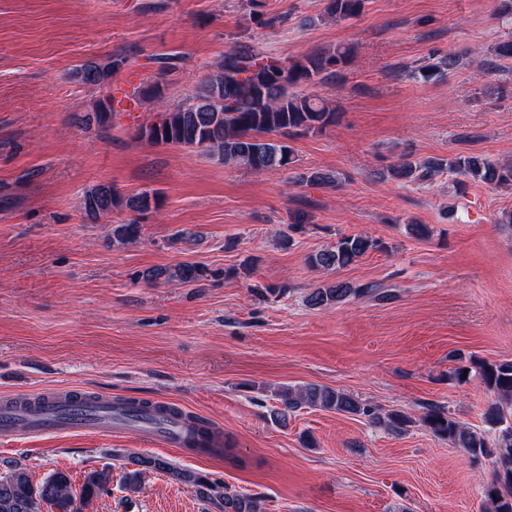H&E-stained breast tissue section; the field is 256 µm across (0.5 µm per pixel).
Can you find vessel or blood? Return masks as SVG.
<instances>
[{
  "label": "vessel or blood",
  "instance_id": "1",
  "mask_svg": "<svg viewBox=\"0 0 512 512\" xmlns=\"http://www.w3.org/2000/svg\"><path fill=\"white\" fill-rule=\"evenodd\" d=\"M136 82V75H128L117 91V103L130 118L138 110ZM20 428L52 434L133 431L149 445L175 448L197 457L209 454V438L197 425L172 414L168 402L151 401L145 413L133 419L114 412L110 397L83 389H50L0 399V433L8 435Z\"/></svg>",
  "mask_w": 512,
  "mask_h": 512
}]
</instances>
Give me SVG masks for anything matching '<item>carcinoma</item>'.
I'll return each instance as SVG.
<instances>
[{
  "mask_svg": "<svg viewBox=\"0 0 512 512\" xmlns=\"http://www.w3.org/2000/svg\"><path fill=\"white\" fill-rule=\"evenodd\" d=\"M363 0H327L325 18L339 22L358 16ZM492 60H480L487 71L500 72L504 62L512 61V38L489 49ZM351 49L338 46L311 54L299 60L273 59L240 46L224 53L214 71L206 77L191 105L177 106L162 113V118L139 128V136L152 144H173L202 148L227 166L253 171L286 169L295 162L292 147L286 139L320 131L334 121V109L324 99L296 91L301 84L324 85L336 76V66L350 59ZM459 57H432L414 69L424 78L442 75L457 65ZM124 58L116 55L107 63L89 62L79 71L86 84L106 83ZM501 187H512V161H491L481 155H456L449 159L432 158L421 162L402 157L389 169L391 177L400 180L429 181L443 171ZM300 181L324 186H338L333 173L312 171ZM160 195L142 191L125 197L106 184L99 183L83 195V215L95 223L114 210H127L135 217L124 224L112 225V244L126 245L138 240L141 232L138 216L159 209ZM380 247L379 241L365 233L343 235L336 244L309 257L311 266L322 270L345 268L367 252ZM205 268L189 262L172 267L148 269L142 273L150 283L177 281L195 283L205 279ZM370 296L377 301L391 299V294L376 284L352 286L344 282L323 284L311 290L307 301L312 307L329 308L350 297ZM470 372L494 395L483 412L484 422L494 434L475 430L457 421L445 408L431 405L421 417L422 425L432 435L462 448L474 459L491 458L493 470L483 487L487 512H512V360L489 363L469 359V365L455 369L457 377ZM280 409L274 411L280 420L303 407L334 410L358 416L374 426L400 435L411 419L399 412L381 413L369 403L319 384L284 388L278 392ZM138 470L130 473L125 488L136 491L145 471L164 472L173 479L196 487L198 494L211 499L213 485L203 475L177 469L156 457L131 458ZM110 472L93 470L85 476L80 496H75L70 477L56 472L35 485L25 469L15 464L0 474V512H79L107 489ZM216 507L221 512H260V502L238 493L218 495Z\"/></svg>",
  "mask_w": 512,
  "mask_h": 512,
  "instance_id": "obj_1",
  "label": "carcinoma"
}]
</instances>
